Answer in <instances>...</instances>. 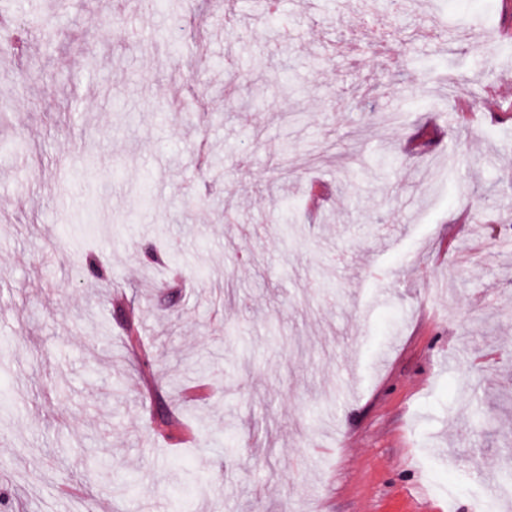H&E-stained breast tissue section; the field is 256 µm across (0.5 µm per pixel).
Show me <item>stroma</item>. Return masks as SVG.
<instances>
[{
  "instance_id": "1",
  "label": "stroma",
  "mask_w": 512,
  "mask_h": 512,
  "mask_svg": "<svg viewBox=\"0 0 512 512\" xmlns=\"http://www.w3.org/2000/svg\"><path fill=\"white\" fill-rule=\"evenodd\" d=\"M367 2L9 0L57 39L0 56V512H172L186 469L188 512H512V13ZM195 360L233 454L181 435Z\"/></svg>"
}]
</instances>
